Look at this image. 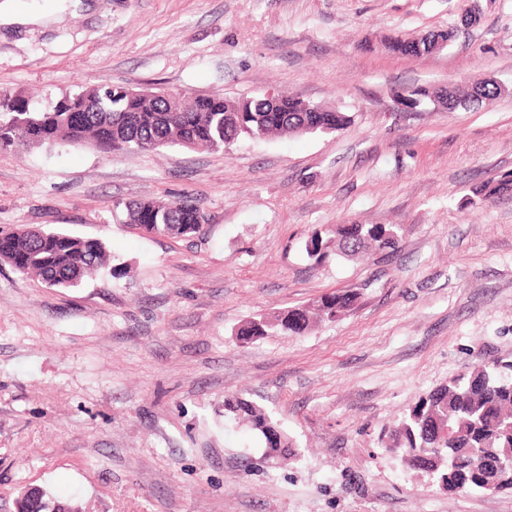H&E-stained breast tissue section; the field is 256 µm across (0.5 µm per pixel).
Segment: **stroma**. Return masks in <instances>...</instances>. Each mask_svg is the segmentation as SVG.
<instances>
[{"mask_svg":"<svg viewBox=\"0 0 512 512\" xmlns=\"http://www.w3.org/2000/svg\"><path fill=\"white\" fill-rule=\"evenodd\" d=\"M0 88L44 108L74 86L238 100L287 93L347 113L333 133L104 155L0 152V229L103 241L113 264L67 289L0 263V512L35 487L88 512H512V490L451 495L414 479L383 428L480 364L512 361V0H12ZM452 28L441 51L393 36ZM506 88L483 106L401 109L409 86ZM189 197L188 239L119 224L114 203ZM400 224L397 253L306 252L339 224ZM352 291L355 309L300 336L244 344L262 310ZM264 408L296 461L225 422Z\"/></svg>","mask_w":512,"mask_h":512,"instance_id":"obj_1","label":"stroma"}]
</instances>
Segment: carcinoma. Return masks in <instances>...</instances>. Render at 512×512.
Masks as SVG:
<instances>
[{
  "label": "carcinoma",
  "mask_w": 512,
  "mask_h": 512,
  "mask_svg": "<svg viewBox=\"0 0 512 512\" xmlns=\"http://www.w3.org/2000/svg\"><path fill=\"white\" fill-rule=\"evenodd\" d=\"M408 53L423 55L435 50L425 39L396 37ZM455 109L471 101H492L496 93L487 87L483 97L469 89H445ZM80 102L88 106L85 125H69L64 108ZM315 106L294 96H279V109L252 102L250 111H238V101L217 97H185L170 111L159 92L129 98L126 87L101 85L77 87L50 107L37 111L29 99L0 89V150L68 143L116 151H155L167 147L220 151L242 139H267L302 133L309 128L339 130L350 116L332 108ZM124 223L153 235L189 238L202 229L194 215L200 207L191 199L146 198L117 203ZM402 227L381 224H342L336 237L347 242L340 256L352 258L370 251L392 253L398 248ZM330 240L315 234L307 253L320 262ZM23 264L14 270L40 280L49 288H74L110 267L111 255L103 242L66 231L28 227L0 230V262L13 266L12 255ZM112 268V267H110ZM127 268L115 266L121 276ZM357 295L332 292L297 308L259 312L238 329V339L249 343L272 333L302 335L318 323L333 321L354 309ZM224 419L248 429L267 452L283 460L296 456L293 441L264 409L238 398L237 407L224 410ZM391 448L405 457L403 464L416 474L430 473L433 482L448 494L465 484L467 491L512 489V362L498 361L451 379L419 397L404 418L389 431ZM24 512H82L76 500L58 502L46 492L26 500Z\"/></svg>",
  "instance_id": "obj_1"
}]
</instances>
